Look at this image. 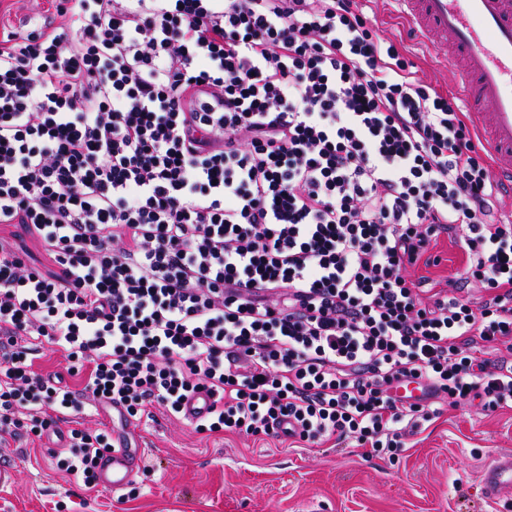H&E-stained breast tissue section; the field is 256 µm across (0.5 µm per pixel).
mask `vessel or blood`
Segmentation results:
<instances>
[{
  "instance_id": "obj_1",
  "label": "vessel or blood",
  "mask_w": 512,
  "mask_h": 512,
  "mask_svg": "<svg viewBox=\"0 0 512 512\" xmlns=\"http://www.w3.org/2000/svg\"><path fill=\"white\" fill-rule=\"evenodd\" d=\"M412 41L448 60L463 101L498 178L512 200V0H397ZM134 459L114 441L98 466L106 489L122 490ZM486 497L512 499V452L494 454L481 471Z\"/></svg>"
}]
</instances>
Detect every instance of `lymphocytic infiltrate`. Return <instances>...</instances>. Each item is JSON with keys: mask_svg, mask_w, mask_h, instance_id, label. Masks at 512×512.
I'll use <instances>...</instances> for the list:
<instances>
[{"mask_svg": "<svg viewBox=\"0 0 512 512\" xmlns=\"http://www.w3.org/2000/svg\"><path fill=\"white\" fill-rule=\"evenodd\" d=\"M52 6L0 32V443L203 392L195 430L392 458L441 407L512 409L498 182L357 0ZM443 236L463 273L413 280ZM64 441L94 490L111 434Z\"/></svg>", "mask_w": 512, "mask_h": 512, "instance_id": "obj_1", "label": "lymphocytic infiltrate"}]
</instances>
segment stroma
I'll return each mask as SVG.
<instances>
[{"instance_id":"obj_1","label":"stroma","mask_w":512,"mask_h":512,"mask_svg":"<svg viewBox=\"0 0 512 512\" xmlns=\"http://www.w3.org/2000/svg\"><path fill=\"white\" fill-rule=\"evenodd\" d=\"M411 58L425 83L455 97L448 63L416 48ZM433 253L439 264H418L415 277L461 272L463 253L449 239ZM82 420L143 450L151 475L115 494L87 492L53 469L43 445L13 441L6 453L20 475L0 491V512H504L485 498L479 475L491 456L512 450L510 409H443L392 459L364 456L351 440L291 448L211 436L161 412L127 425L115 411L89 408Z\"/></svg>"}]
</instances>
